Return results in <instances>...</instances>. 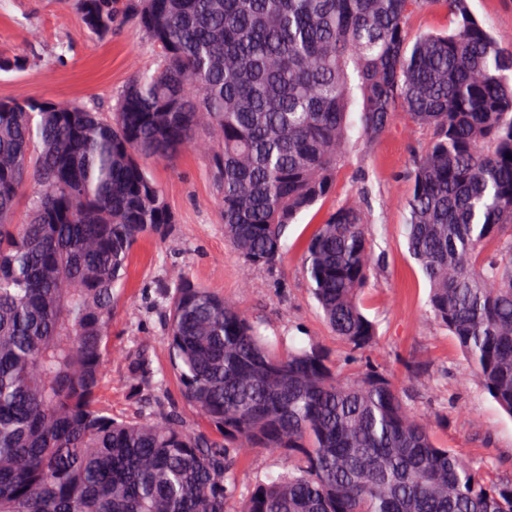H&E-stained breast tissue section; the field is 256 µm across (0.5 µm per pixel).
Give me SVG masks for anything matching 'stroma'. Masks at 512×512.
I'll list each match as a JSON object with an SVG mask.
<instances>
[{"mask_svg":"<svg viewBox=\"0 0 512 512\" xmlns=\"http://www.w3.org/2000/svg\"><path fill=\"white\" fill-rule=\"evenodd\" d=\"M469 6L484 28L502 40L512 39V0H469ZM34 28L41 32L36 44L30 41ZM66 41L72 50L61 62L57 45ZM19 52L29 54L31 65L22 72H0V98H49L106 111L130 78L156 63L154 51L135 29H121L104 41L88 37L71 0H0V55ZM427 140L425 129L399 116L370 146L353 151L337 174L333 194L289 226L284 257L270 268L247 266L225 239L205 158L186 151L173 161L152 165L176 221L165 226L162 236L142 238L129 258L112 313L113 349L152 341L153 365L165 374L166 396L184 406L164 344V308L158 295L189 279L236 302L265 335L343 356V347L309 293L303 256L318 225L361 193L373 224L375 265L363 305L377 324L375 356L406 390L410 404L435 416L434 435L440 444L512 477V417L477 381L455 339L433 324L428 285L407 248V176ZM100 400L117 417L137 411L119 359L107 364Z\"/></svg>","mask_w":512,"mask_h":512,"instance_id":"obj_1","label":"stroma"}]
</instances>
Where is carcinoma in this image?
<instances>
[{"label": "carcinoma", "mask_w": 512, "mask_h": 512, "mask_svg": "<svg viewBox=\"0 0 512 512\" xmlns=\"http://www.w3.org/2000/svg\"><path fill=\"white\" fill-rule=\"evenodd\" d=\"M422 4L451 27L411 41L407 19ZM74 7L97 40L137 27L157 60L111 113L0 98V512H512V478L440 446L395 379L358 364L377 338L360 304L374 265L363 198L330 213L304 255L344 364L283 347L183 279L164 295L166 347L210 429L165 404L147 340L117 357L151 416L118 418L98 399L130 254L176 223L152 164L207 156L224 237L247 265L271 267L352 148L401 111L432 131L406 199L430 317L512 416V45L468 0ZM27 63L0 55V72ZM256 448L288 472L244 494L238 464Z\"/></svg>", "instance_id": "carcinoma-1"}]
</instances>
